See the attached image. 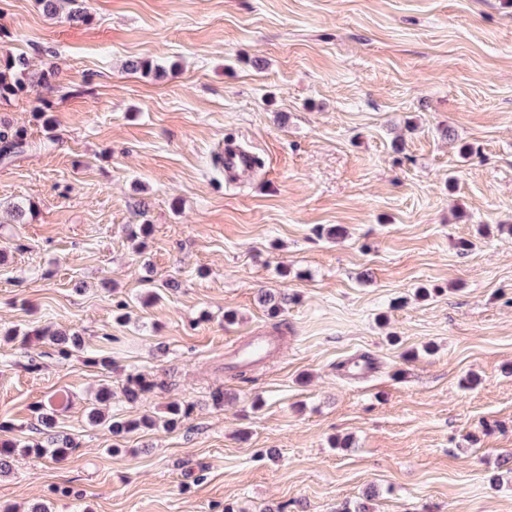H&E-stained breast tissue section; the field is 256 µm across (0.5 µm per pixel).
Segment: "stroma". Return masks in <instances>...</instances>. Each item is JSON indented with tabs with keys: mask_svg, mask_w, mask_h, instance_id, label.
<instances>
[{
	"mask_svg": "<svg viewBox=\"0 0 512 512\" xmlns=\"http://www.w3.org/2000/svg\"><path fill=\"white\" fill-rule=\"evenodd\" d=\"M84 8L0 0V49L55 71L0 99L29 141L0 159V326L30 334L0 342V420L25 441L32 406L63 395L77 444L16 455L0 504L73 512L65 486L90 512H512V0ZM227 142L259 169L225 181ZM21 201L16 224L1 208ZM282 288L275 319L258 293ZM47 326L112 370L57 362ZM257 336L278 351L239 379ZM363 355L373 373L342 371ZM132 372L164 387L113 416L180 400L183 427L88 425L86 397Z\"/></svg>",
	"mask_w": 512,
	"mask_h": 512,
	"instance_id": "stroma-1",
	"label": "stroma"
}]
</instances>
